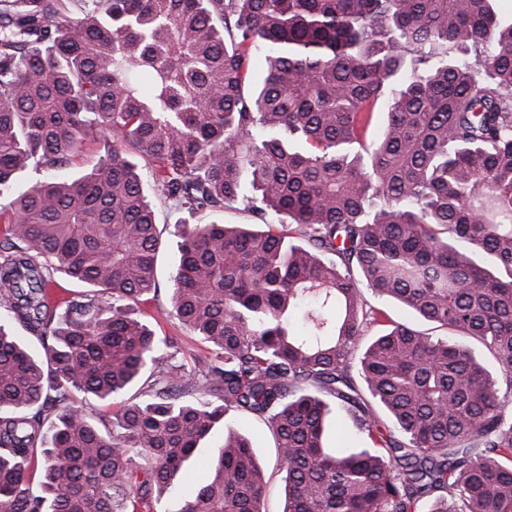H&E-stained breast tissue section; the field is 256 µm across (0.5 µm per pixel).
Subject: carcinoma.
I'll return each instance as SVG.
<instances>
[{"label":"carcinoma","mask_w":512,"mask_h":512,"mask_svg":"<svg viewBox=\"0 0 512 512\" xmlns=\"http://www.w3.org/2000/svg\"><path fill=\"white\" fill-rule=\"evenodd\" d=\"M494 2L0 0V512H157L230 412L272 431L284 512H512V22ZM30 169L54 176L23 186ZM155 197L254 219L176 223L171 314L205 355L138 316L159 292ZM59 274L88 291L54 301ZM331 399L369 446H328ZM265 486L230 432L162 512H265ZM367 298L371 304L387 309L391 317L397 322L407 323L419 329L427 330V332H430V334L433 336H445L447 334V332L443 329H433V325L423 321L409 309L396 302L385 299H377L370 294L367 295Z\"/></svg>","instance_id":"cac0c4a2"}]
</instances>
